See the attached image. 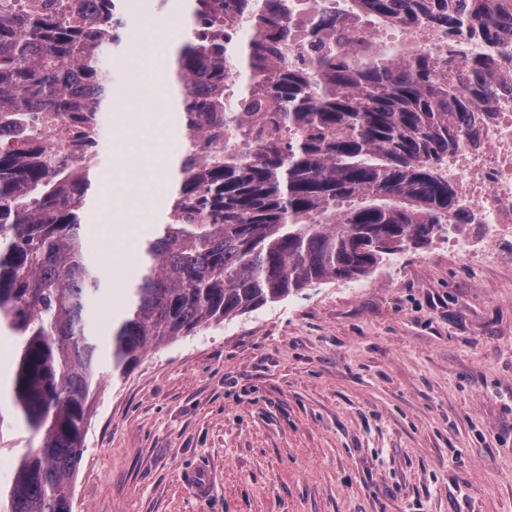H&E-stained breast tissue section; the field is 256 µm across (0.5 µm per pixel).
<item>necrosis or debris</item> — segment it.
<instances>
[{
    "mask_svg": "<svg viewBox=\"0 0 512 512\" xmlns=\"http://www.w3.org/2000/svg\"><path fill=\"white\" fill-rule=\"evenodd\" d=\"M338 35L350 47L392 39L412 45L417 52L437 59L443 76L465 81L464 56L491 54L495 59L497 81L491 86L493 113L473 108L465 118L466 128L476 134L477 145L467 147L448 159V177L458 189L459 215L448 228V241L459 252L470 254L477 229L487 235L512 231V35L502 36L499 44L488 43L482 33L461 30V52L449 54L444 32L429 26L389 28L362 17L341 20ZM32 136L44 141L57 156L76 161L78 151L68 120L51 117L35 126Z\"/></svg>",
    "mask_w": 512,
    "mask_h": 512,
    "instance_id": "1",
    "label": "necrosis or debris"
}]
</instances>
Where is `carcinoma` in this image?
Returning a JSON list of instances; mask_svg holds the SVG:
<instances>
[{
    "instance_id": "cac0c4a2",
    "label": "carcinoma",
    "mask_w": 512,
    "mask_h": 512,
    "mask_svg": "<svg viewBox=\"0 0 512 512\" xmlns=\"http://www.w3.org/2000/svg\"><path fill=\"white\" fill-rule=\"evenodd\" d=\"M392 26L512 28V0H348ZM288 0H193L190 41L171 71L184 136L167 222L147 239L126 307L106 343L89 329L105 290L81 220L91 163L70 165L26 129L45 112L97 145L112 80L102 55L126 28L122 0H0V326L19 339L11 397L38 438L0 487V512H73L87 401L102 355L126 374L151 347L242 315L312 283L352 280L447 234L457 189L448 154L463 121L490 104L480 54L460 88L434 59L377 43L331 46L288 65ZM336 13L311 27L326 38ZM201 112L224 114L197 127Z\"/></svg>"
}]
</instances>
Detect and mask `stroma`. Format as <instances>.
Instances as JSON below:
<instances>
[{"instance_id":"obj_1","label":"stroma","mask_w":512,"mask_h":512,"mask_svg":"<svg viewBox=\"0 0 512 512\" xmlns=\"http://www.w3.org/2000/svg\"><path fill=\"white\" fill-rule=\"evenodd\" d=\"M175 54L128 17L105 56L113 100L133 105L136 59L160 85ZM123 118L101 115L108 179L121 175ZM147 131L145 177L122 210L151 233L174 187L158 153L183 139L162 123ZM82 221L94 262L116 245L137 251L102 197ZM18 347L0 331L1 487L38 444L10 406ZM101 372L74 512H512L510 240L477 264L438 239L150 349L126 375ZM188 471L208 476L207 499Z\"/></svg>"}]
</instances>
